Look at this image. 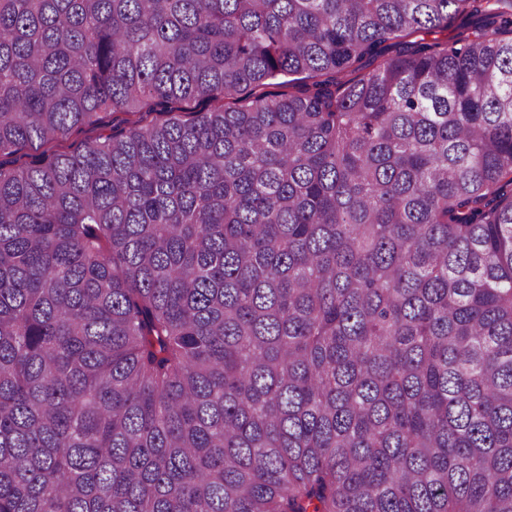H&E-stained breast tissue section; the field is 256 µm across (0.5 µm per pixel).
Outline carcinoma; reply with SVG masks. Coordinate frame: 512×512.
Returning <instances> with one entry per match:
<instances>
[{
  "mask_svg": "<svg viewBox=\"0 0 512 512\" xmlns=\"http://www.w3.org/2000/svg\"><path fill=\"white\" fill-rule=\"evenodd\" d=\"M2 156L0 512H512V0H0Z\"/></svg>",
  "mask_w": 512,
  "mask_h": 512,
  "instance_id": "cac0c4a2",
  "label": "carcinoma"
}]
</instances>
